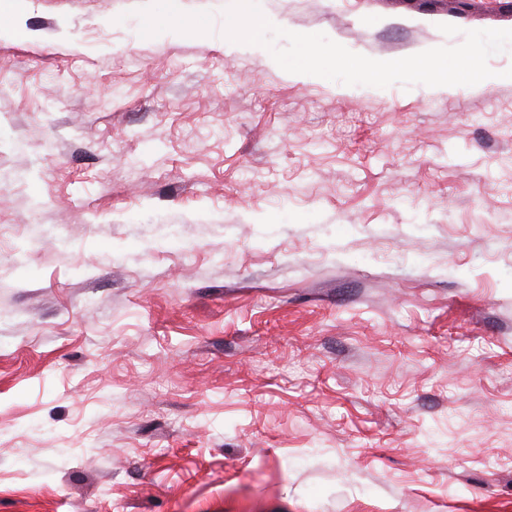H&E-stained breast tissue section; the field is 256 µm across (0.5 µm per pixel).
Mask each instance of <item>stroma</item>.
Instances as JSON below:
<instances>
[{"label": "stroma", "instance_id": "1", "mask_svg": "<svg viewBox=\"0 0 512 512\" xmlns=\"http://www.w3.org/2000/svg\"><path fill=\"white\" fill-rule=\"evenodd\" d=\"M229 2L4 18L0 512H512V48L346 86L228 50ZM259 2L373 59L512 29Z\"/></svg>", "mask_w": 512, "mask_h": 512}]
</instances>
